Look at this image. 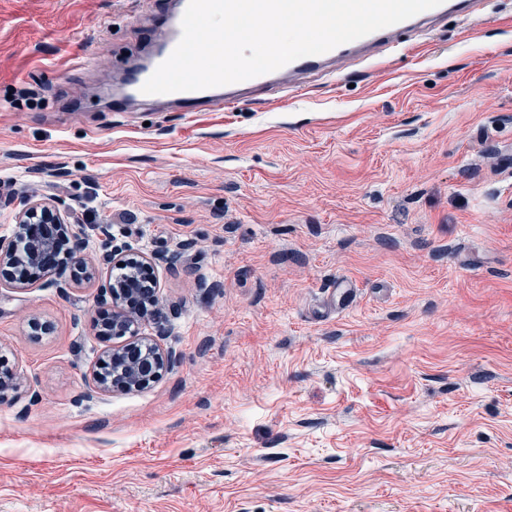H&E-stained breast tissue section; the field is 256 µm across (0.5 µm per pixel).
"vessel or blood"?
I'll return each instance as SVG.
<instances>
[{
  "label": "vessel or blood",
  "mask_w": 512,
  "mask_h": 512,
  "mask_svg": "<svg viewBox=\"0 0 512 512\" xmlns=\"http://www.w3.org/2000/svg\"><path fill=\"white\" fill-rule=\"evenodd\" d=\"M473 0H443L442 4L421 12L398 24L377 30L355 41L339 45L320 54L296 59L282 68L242 82L197 91H182L167 94H146L142 87L152 75L155 67L164 62L181 38L182 12H175L161 37V48L148 68L124 72L125 84L116 93L114 101L121 106L168 105L181 112H216L243 103L250 94L271 87H283L315 71L334 72L342 61L356 54L384 45H393L397 35L414 26L424 25L440 16L455 11L467 13Z\"/></svg>",
  "instance_id": "1"
}]
</instances>
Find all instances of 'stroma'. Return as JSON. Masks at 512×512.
Returning a JSON list of instances; mask_svg holds the SVG:
<instances>
[{
    "label": "stroma",
    "instance_id": "obj_1",
    "mask_svg": "<svg viewBox=\"0 0 512 512\" xmlns=\"http://www.w3.org/2000/svg\"><path fill=\"white\" fill-rule=\"evenodd\" d=\"M168 6L0 0V238L60 203L100 278L151 257L175 356L91 394L98 281L0 273V512H512V0L280 104L113 111Z\"/></svg>",
    "mask_w": 512,
    "mask_h": 512
}]
</instances>
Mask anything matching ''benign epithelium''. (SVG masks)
<instances>
[{
  "label": "benign epithelium",
  "mask_w": 512,
  "mask_h": 512,
  "mask_svg": "<svg viewBox=\"0 0 512 512\" xmlns=\"http://www.w3.org/2000/svg\"><path fill=\"white\" fill-rule=\"evenodd\" d=\"M54 224L67 232L65 218L57 207L31 206L19 216L11 239H0V267L17 262L40 265L47 273H56L62 266L53 264L60 248L61 235L58 232L34 234L29 231L32 224ZM26 241L23 254H18L16 239ZM100 263L114 268L126 262L122 254L112 246V239H105ZM66 267L70 268V278L91 279L95 269L86 263L74 260L68 255ZM155 279L148 263L130 268L113 279L101 284L102 297L112 303V317L103 327V336L113 340L112 347L105 351V357L112 361V380L98 377L95 392L136 391L148 386L159 376L160 370L172 361V354L164 351L153 340L140 336L142 320L156 312V289L152 288Z\"/></svg>",
  "instance_id": "obj_1"
}]
</instances>
